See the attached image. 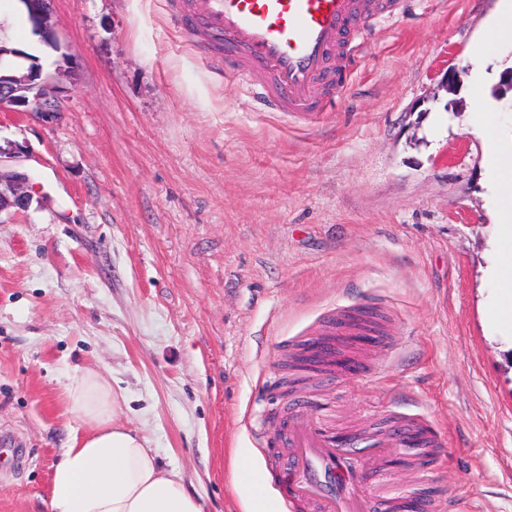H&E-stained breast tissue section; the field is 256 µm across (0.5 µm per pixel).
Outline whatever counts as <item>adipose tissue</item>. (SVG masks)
Masks as SVG:
<instances>
[{"label": "adipose tissue", "mask_w": 512, "mask_h": 512, "mask_svg": "<svg viewBox=\"0 0 512 512\" xmlns=\"http://www.w3.org/2000/svg\"><path fill=\"white\" fill-rule=\"evenodd\" d=\"M486 161L502 192L498 222L506 254L497 276L511 278L512 157L492 147ZM66 394L80 430L53 467L47 512H203L181 473L161 468L146 440L119 419L118 396L99 370L75 374Z\"/></svg>", "instance_id": "ef3b65f1"}]
</instances>
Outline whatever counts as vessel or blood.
Returning a JSON list of instances; mask_svg holds the SVG:
<instances>
[{
  "instance_id": "obj_1",
  "label": "vessel or blood",
  "mask_w": 512,
  "mask_h": 512,
  "mask_svg": "<svg viewBox=\"0 0 512 512\" xmlns=\"http://www.w3.org/2000/svg\"><path fill=\"white\" fill-rule=\"evenodd\" d=\"M375 0H170L176 22L199 24L220 35L216 65L231 61L253 95L270 108L313 119L311 102L325 80L330 60L353 19L373 10ZM283 427L288 456L278 473L286 512L309 505L311 512H441L440 498L412 493L373 479L368 454L382 443L380 433L337 432L324 417L311 416L308 402H296ZM392 438L410 448L408 464L430 473L429 449L438 434L408 415L392 421Z\"/></svg>"
}]
</instances>
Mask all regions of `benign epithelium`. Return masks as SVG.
Instances as JSON below:
<instances>
[{
	"label": "benign epithelium",
	"instance_id": "obj_1",
	"mask_svg": "<svg viewBox=\"0 0 512 512\" xmlns=\"http://www.w3.org/2000/svg\"><path fill=\"white\" fill-rule=\"evenodd\" d=\"M28 7L32 25L39 32L54 31L51 0H21ZM64 76L61 71L45 76L31 71L9 76L0 81V110L29 112L45 122L54 121L60 114L59 100L52 95L54 83ZM21 151L15 145L0 146V213L11 209L24 210L32 202L29 177L14 169Z\"/></svg>",
	"mask_w": 512,
	"mask_h": 512
}]
</instances>
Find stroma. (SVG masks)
Returning <instances> with one entry per match:
<instances>
[{
  "label": "stroma",
  "instance_id": "obj_1",
  "mask_svg": "<svg viewBox=\"0 0 512 512\" xmlns=\"http://www.w3.org/2000/svg\"><path fill=\"white\" fill-rule=\"evenodd\" d=\"M59 117L0 112L27 150L28 209L0 215V512H44L78 428L64 386L93 367L119 415L204 512H245L240 458L279 497L283 363L329 310L369 308L383 344L306 389L338 430L417 414L441 436L443 512H512V340L491 311L503 248L473 83L512 150L500 0H388L360 15L344 86L308 122L267 110L163 0H54ZM457 70L461 83L442 79Z\"/></svg>",
  "mask_w": 512,
  "mask_h": 512
}]
</instances>
